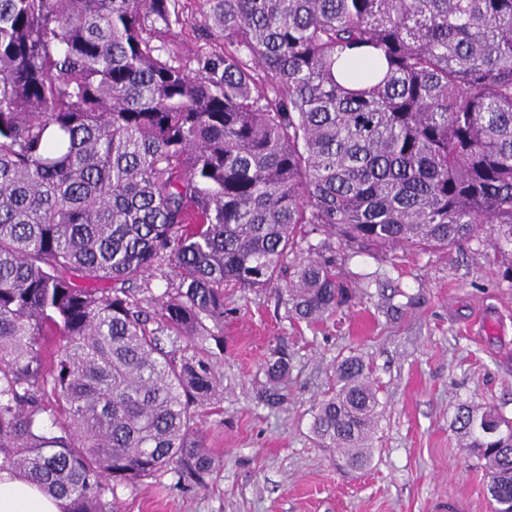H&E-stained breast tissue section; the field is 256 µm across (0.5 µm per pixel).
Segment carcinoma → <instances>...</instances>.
<instances>
[{
	"mask_svg": "<svg viewBox=\"0 0 512 512\" xmlns=\"http://www.w3.org/2000/svg\"><path fill=\"white\" fill-rule=\"evenodd\" d=\"M201 7L187 48V0H0V472L64 512L167 472L207 485L224 289L286 270L312 322L352 300L332 238L346 261L512 247V0ZM379 406L346 356L312 432L362 470ZM456 423L512 512V419Z\"/></svg>",
	"mask_w": 512,
	"mask_h": 512,
	"instance_id": "obj_1",
	"label": "carcinoma"
}]
</instances>
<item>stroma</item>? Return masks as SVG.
Returning <instances> with one entry per match:
<instances>
[{"mask_svg":"<svg viewBox=\"0 0 512 512\" xmlns=\"http://www.w3.org/2000/svg\"><path fill=\"white\" fill-rule=\"evenodd\" d=\"M512 258L483 248L415 250L395 261H337L349 306L315 324L292 318L284 282L225 291L218 367L222 390L199 410L202 441L219 464L206 488L173 474L118 491L119 512H495L490 477L451 422L460 405L512 418ZM286 348L284 399L260 398L269 352ZM358 355L379 387L373 458L346 471L311 433L336 365Z\"/></svg>","mask_w":512,"mask_h":512,"instance_id":"35a3bbf8","label":"stroma"}]
</instances>
